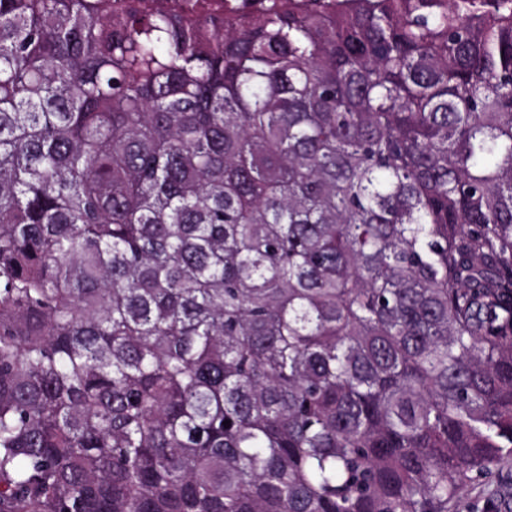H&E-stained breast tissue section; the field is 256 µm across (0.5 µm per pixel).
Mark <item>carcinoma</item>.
<instances>
[{
  "label": "carcinoma",
  "instance_id": "1",
  "mask_svg": "<svg viewBox=\"0 0 512 512\" xmlns=\"http://www.w3.org/2000/svg\"><path fill=\"white\" fill-rule=\"evenodd\" d=\"M509 457L512 0H0V512H448Z\"/></svg>",
  "mask_w": 512,
  "mask_h": 512
}]
</instances>
